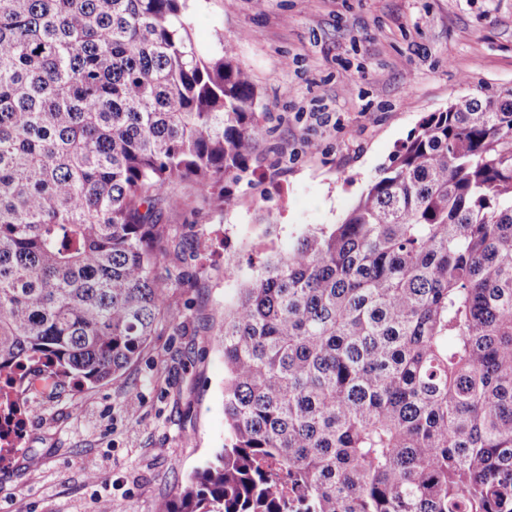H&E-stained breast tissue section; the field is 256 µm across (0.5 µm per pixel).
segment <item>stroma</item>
<instances>
[{
	"label": "stroma",
	"instance_id": "1",
	"mask_svg": "<svg viewBox=\"0 0 512 512\" xmlns=\"http://www.w3.org/2000/svg\"><path fill=\"white\" fill-rule=\"evenodd\" d=\"M195 42L232 41L266 113L234 209L184 181L163 209L171 310L118 377L26 394L36 412L0 469V512H155L222 448L224 307L258 250L340 222L430 113L512 87V0H189ZM269 215L270 224L260 223Z\"/></svg>",
	"mask_w": 512,
	"mask_h": 512
}]
</instances>
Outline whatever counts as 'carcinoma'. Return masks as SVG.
<instances>
[{
	"label": "carcinoma",
	"instance_id": "1",
	"mask_svg": "<svg viewBox=\"0 0 512 512\" xmlns=\"http://www.w3.org/2000/svg\"><path fill=\"white\" fill-rule=\"evenodd\" d=\"M187 0H0V372L125 369L174 284L157 210L233 205L259 131ZM224 309L227 443L167 512H512V88L425 117Z\"/></svg>",
	"mask_w": 512,
	"mask_h": 512
}]
</instances>
